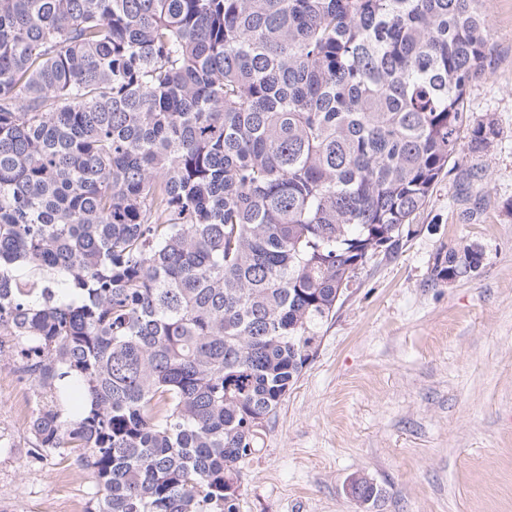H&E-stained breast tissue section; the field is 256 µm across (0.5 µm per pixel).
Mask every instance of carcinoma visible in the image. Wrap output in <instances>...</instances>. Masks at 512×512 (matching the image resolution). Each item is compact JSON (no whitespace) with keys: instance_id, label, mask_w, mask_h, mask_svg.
<instances>
[{"instance_id":"1","label":"carcinoma","mask_w":512,"mask_h":512,"mask_svg":"<svg viewBox=\"0 0 512 512\" xmlns=\"http://www.w3.org/2000/svg\"><path fill=\"white\" fill-rule=\"evenodd\" d=\"M481 2L0 0V335L85 512H238L356 271L499 135Z\"/></svg>"}]
</instances>
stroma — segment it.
Masks as SVG:
<instances>
[{
    "mask_svg": "<svg viewBox=\"0 0 512 512\" xmlns=\"http://www.w3.org/2000/svg\"><path fill=\"white\" fill-rule=\"evenodd\" d=\"M490 72L466 95L500 134L462 153L395 255L375 254L322 330L313 361L243 468L239 512H512V0H483ZM479 244V275L436 282L440 249ZM17 354L0 343V512H85L89 472L30 457ZM348 495L357 501L356 498L362 499L364 502L375 503L380 497V489L370 482L366 477L355 475L350 479L348 485Z\"/></svg>",
    "mask_w": 512,
    "mask_h": 512,
    "instance_id": "obj_1",
    "label": "stroma"
}]
</instances>
